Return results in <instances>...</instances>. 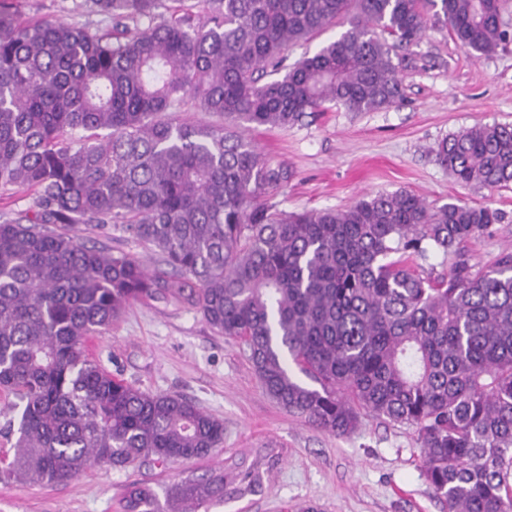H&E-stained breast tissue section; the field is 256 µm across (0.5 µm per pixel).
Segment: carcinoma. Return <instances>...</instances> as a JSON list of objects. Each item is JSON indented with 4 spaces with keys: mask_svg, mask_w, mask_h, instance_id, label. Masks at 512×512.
Returning a JSON list of instances; mask_svg holds the SVG:
<instances>
[{
    "mask_svg": "<svg viewBox=\"0 0 512 512\" xmlns=\"http://www.w3.org/2000/svg\"><path fill=\"white\" fill-rule=\"evenodd\" d=\"M427 2L482 56L509 38L502 0H200L196 25L186 0H82L112 21L104 34L0 0V188L35 195L27 223L0 224V391L21 409L0 481L59 483L223 447L224 421L113 378L86 350L151 301L194 308L243 343L266 395L322 431L351 434L363 411L413 428L446 512H512V252L474 272L460 250L501 213L432 209L406 190L277 212L263 197L291 171L240 133L328 103L400 101L394 57L425 32ZM335 24V39L284 66L288 46ZM190 100L224 122L168 119ZM435 157L462 185L507 187L512 126L451 134ZM108 223L156 254L154 268L79 235ZM430 250L452 259L448 274L409 264ZM261 487L255 463L162 496L132 483L121 508L211 512Z\"/></svg>",
    "mask_w": 512,
    "mask_h": 512,
    "instance_id": "1",
    "label": "carcinoma"
}]
</instances>
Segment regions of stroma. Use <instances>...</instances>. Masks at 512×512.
Returning <instances> with one entry per match:
<instances>
[{"mask_svg":"<svg viewBox=\"0 0 512 512\" xmlns=\"http://www.w3.org/2000/svg\"><path fill=\"white\" fill-rule=\"evenodd\" d=\"M74 4L18 0L29 18L107 29L102 16ZM395 62L404 98L391 107L349 112L330 104L292 126L248 132L266 159L293 173L266 201L284 213L342 209L379 192L408 190L433 207L459 199L488 205L501 212V223L492 235L465 246L475 269H487L512 250V187L457 184L433 150L448 135L477 124L512 125V41L480 58L447 30L431 27ZM81 235L88 244L136 255L147 265L156 261L117 226L86 224ZM88 351L112 376L183 396L222 419V451L203 461L140 462L121 470L95 465L65 483L0 482V512H121L131 482L159 490L187 475L267 454L276 462L264 472L262 492L225 503L223 512H293L304 502L320 512H444L424 478L412 428L365 413L354 433L336 436L290 415L265 395L244 345L217 334L194 309L134 303L90 339Z\"/></svg>","mask_w":512,"mask_h":512,"instance_id":"stroma-1","label":"stroma"}]
</instances>
